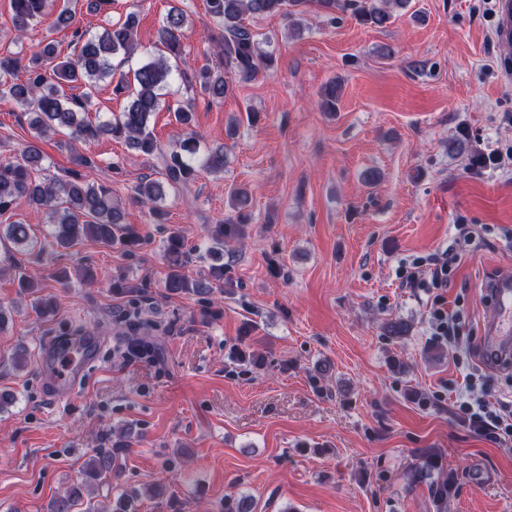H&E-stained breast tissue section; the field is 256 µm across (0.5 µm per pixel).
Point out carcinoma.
<instances>
[{
  "instance_id": "obj_1",
  "label": "carcinoma",
  "mask_w": 512,
  "mask_h": 512,
  "mask_svg": "<svg viewBox=\"0 0 512 512\" xmlns=\"http://www.w3.org/2000/svg\"><path fill=\"white\" fill-rule=\"evenodd\" d=\"M209 16L221 27L214 54L220 63L208 64L190 71L180 68L182 62L184 10L172 6L159 31L157 55L140 63L132 78L120 77L110 82L112 94L129 99L121 114L108 121H93L89 107L100 82L112 77V58L124 53L132 56L138 48L136 16L130 13L122 22L112 24L100 34L91 35L73 26L74 14L62 8L55 27L72 28L75 54L59 60L54 41L50 40L22 67L16 57L0 55V102L16 103L29 109V124L40 138L62 129L69 139L93 142L110 135L125 141L127 146L158 160L157 177L144 178L134 187L135 199L150 210L157 224L164 223L165 212L158 202L165 189L178 192L189 186L200 170L224 169V148L219 147L198 157L200 143L190 130L193 105L179 104L171 109L178 125L186 129L180 149L165 150L149 127V117L161 110L162 90L174 78H179L196 94L210 102H221L230 89L225 75L231 73L242 81H251L259 73L275 67L277 57L261 48L259 34L245 17L279 16L294 31H301L298 17L314 10L319 15L335 17L350 14L359 24L384 28L394 11L405 9L410 0H205ZM50 0H11L13 23L24 35L33 23L50 9ZM25 77L18 78L19 72ZM341 85L331 80L319 93V108L323 112L337 110ZM44 157L38 145L27 143L13 160L0 162V216L10 212L24 198L37 209L45 210L50 228L40 239L29 225L21 221L0 224V235L26 252H43L46 246L71 249L85 239L105 246L120 244L135 246L139 237L123 222L122 210L112 200V189L91 179L97 163L89 156L75 158L80 171H70L58 178L44 175ZM233 214L214 225L210 231L213 246L210 252L224 251V239L237 237L242 225L251 222L249 194L242 188L230 193ZM168 273L165 288L172 293L193 290L198 284L185 273L190 252L178 231L170 232L166 240ZM113 453L110 448H98L83 464L84 482L90 484L112 474ZM81 484H75L65 494L50 503L49 512H78L81 506Z\"/></svg>"
}]
</instances>
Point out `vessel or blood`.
Masks as SVG:
<instances>
[{
  "label": "vessel or blood",
  "instance_id": "vessel-or-blood-1",
  "mask_svg": "<svg viewBox=\"0 0 512 512\" xmlns=\"http://www.w3.org/2000/svg\"><path fill=\"white\" fill-rule=\"evenodd\" d=\"M494 39L501 44L512 43V0H495ZM482 291L489 304L502 311L512 310V279L490 280ZM96 337L76 333L59 340L49 338L41 363L50 380L51 397L69 399L75 396L87 366L95 354ZM484 355L494 366L512 364V320L506 319L488 326L485 330Z\"/></svg>",
  "mask_w": 512,
  "mask_h": 512
}]
</instances>
